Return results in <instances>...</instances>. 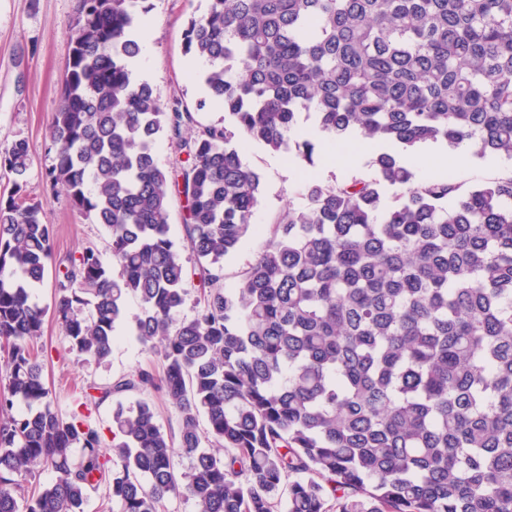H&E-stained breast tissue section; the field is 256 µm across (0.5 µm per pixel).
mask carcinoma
I'll return each mask as SVG.
<instances>
[{
	"mask_svg": "<svg viewBox=\"0 0 512 512\" xmlns=\"http://www.w3.org/2000/svg\"><path fill=\"white\" fill-rule=\"evenodd\" d=\"M149 11L78 0L49 126L50 187L104 227L118 275L92 250L71 255L52 311L39 307L52 230L27 196L28 140L0 149V512H85L102 485L105 512L182 496L197 512H328L330 495L336 512H512V173L462 191L399 155L428 142L512 159V0H209L183 31L224 107L204 127L133 76ZM303 112L325 147L358 133L396 150L369 180L310 179L226 288L261 186L244 152L314 164L313 139L289 137ZM162 138L183 155L173 175ZM190 275L203 305L177 320ZM130 296V333L163 375L84 394L115 401L108 448L88 417L53 408L32 341L49 315L103 363ZM158 384L176 436L150 402L121 401ZM38 465L54 478L37 481Z\"/></svg>",
	"mask_w": 512,
	"mask_h": 512,
	"instance_id": "carcinoma-1",
	"label": "carcinoma"
}]
</instances>
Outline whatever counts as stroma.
<instances>
[{"instance_id":"obj_1","label":"stroma","mask_w":512,"mask_h":512,"mask_svg":"<svg viewBox=\"0 0 512 512\" xmlns=\"http://www.w3.org/2000/svg\"><path fill=\"white\" fill-rule=\"evenodd\" d=\"M77 0H0V148L14 140L29 141L32 162L27 193L43 206V219L53 228L55 260L96 250L104 262H111L109 238L102 226L86 221L66 197L54 195L46 181L52 163L49 125L57 111L70 51L69 31ZM151 10L143 21L148 50L137 78L150 83L163 105L182 101L194 112L199 125L216 124L224 117L219 103L210 99L196 79L205 67L183 49V30L188 18L201 12L206 0H150ZM339 152L319 153L313 171L294 162L291 154L273 152L251 145L246 162L261 175V191L254 222L261 233H248L224 259L223 283L236 286L253 257L263 249L267 227L274 224L288 206L305 202L304 181L314 175L325 183L345 176L338 165ZM512 169V160H481L463 155L450 169L458 182L472 187L491 181L500 172ZM37 347L46 352L44 377L52 389V405L63 415L77 411L83 387L106 386L136 368L158 365L157 356L142 349L132 337L122 336L105 363L77 356L53 320H46Z\"/></svg>"}]
</instances>
